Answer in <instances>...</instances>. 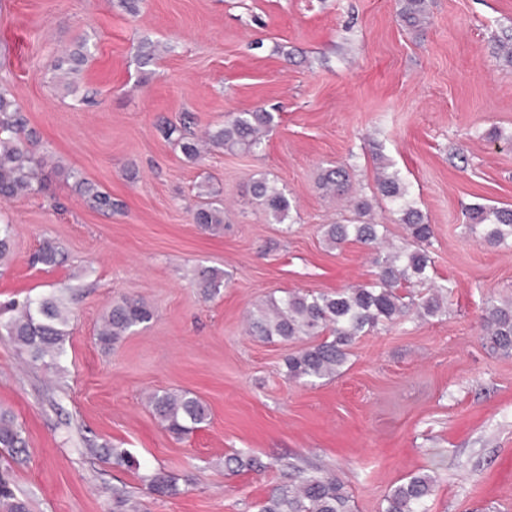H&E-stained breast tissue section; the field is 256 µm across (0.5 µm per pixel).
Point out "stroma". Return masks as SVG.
I'll use <instances>...</instances> for the list:
<instances>
[{
    "instance_id": "1",
    "label": "stroma",
    "mask_w": 512,
    "mask_h": 512,
    "mask_svg": "<svg viewBox=\"0 0 512 512\" xmlns=\"http://www.w3.org/2000/svg\"><path fill=\"white\" fill-rule=\"evenodd\" d=\"M429 4L410 31L398 0H137L132 12L119 0H0V89L52 157L40 193L0 200L14 233L0 304L65 291L74 317L59 372L0 335V409L27 440L0 448V472L29 512H112L116 489L141 512H258L293 463L336 474L354 512H381L419 471L437 480L431 512H512V357L480 339L484 300L512 297V248L481 244L464 216L473 203L512 206V62L497 52L512 0ZM82 42L91 58L71 93L50 62ZM258 108L275 126L253 152L212 147L193 161L157 129L188 112L200 134ZM379 155L434 229L448 311L359 338L338 377L288 380L293 344L251 336L246 320L272 295L374 280L368 247L333 249L319 233L349 216L319 187L323 168L350 165L376 222L404 243L373 196ZM261 173L293 197L289 221L252 198ZM80 178L113 209L92 208ZM211 190L224 227L205 232L193 212ZM46 241L63 264H33ZM206 268L225 273L210 299L195 285ZM123 297L154 317L106 353L96 330ZM166 390L201 398L208 424L171 435L147 403ZM105 445L139 469L101 458ZM237 452L264 469L231 471ZM159 468L179 476V495L150 493L142 477Z\"/></svg>"
}]
</instances>
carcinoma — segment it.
I'll return each mask as SVG.
<instances>
[{
    "instance_id": "carcinoma-1",
    "label": "carcinoma",
    "mask_w": 512,
    "mask_h": 512,
    "mask_svg": "<svg viewBox=\"0 0 512 512\" xmlns=\"http://www.w3.org/2000/svg\"><path fill=\"white\" fill-rule=\"evenodd\" d=\"M400 18L409 28L419 27L428 18V0H401ZM88 50L80 43L68 55L56 60L54 69L66 75L76 74L85 64ZM274 123V115L259 109L239 112L224 127L209 136L210 142L233 150L251 152ZM163 135L176 138L189 159L200 156L186 121L180 125L165 123ZM33 131L14 101L0 93V197L11 199L38 192L43 188L39 170L43 157L35 151ZM320 186L332 195L348 199L351 194L350 171L339 165L326 168L319 177ZM99 209L112 208L109 195L96 190L83 179L77 180ZM375 189L389 206L398 223L405 226L408 240L399 247L386 243V226L371 218L372 204L359 199L354 204V217L345 224H325L323 238L331 248L357 242L374 249L376 278L366 285H347L330 293L288 291L270 298L248 318V330L264 341L295 342L307 340L285 359L286 376L297 382H314L342 373L348 363L350 348L360 337L380 326L397 324L405 319L425 320L447 312L448 286L434 285L420 295L415 289L431 281L432 260L429 247L433 228L411 198L409 185L391 165L381 164ZM250 193L269 216L281 224L293 209V199L276 182L260 175L252 177ZM195 224L211 230L224 223V209L209 203L197 209ZM467 227L484 244L491 247L512 246V208L476 203L467 209ZM13 248V231L9 224H0V266L7 263ZM63 256L57 246L46 242L40 248L36 263L46 267L58 265ZM224 285V274L209 269L200 272L198 287L214 296ZM14 315L0 321L14 345L27 353L31 362L47 368H60L65 353L73 316L63 296L52 294L13 302ZM153 309L142 300L123 298L112 303L97 331V341L104 349L147 324ZM481 340L492 355L512 356V300L489 298L484 303ZM149 404L172 434L183 437L206 424L209 412L204 403L188 391H158L150 395ZM0 448L20 452L25 448L21 427L14 414L0 409ZM101 455L116 465L137 467V462L123 448H101ZM229 469L262 470L257 457L233 454L225 460ZM148 489L159 497L179 494L178 478L159 469L146 476ZM434 476L418 472L407 476L384 496L383 512H430L435 492ZM0 512H28L26 502L17 497L8 478L0 475ZM259 512H352L351 497L343 482L321 468L276 486L259 507Z\"/></svg>"
}]
</instances>
